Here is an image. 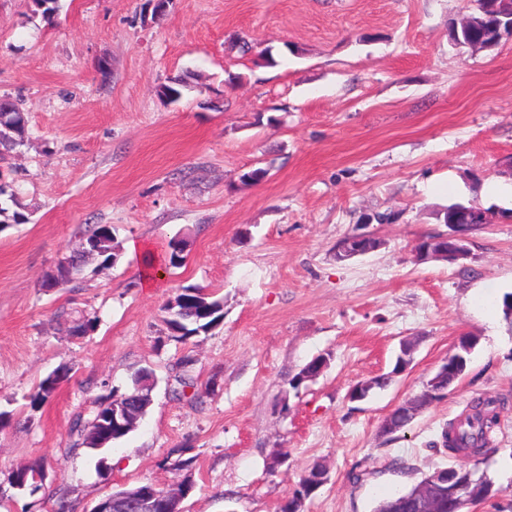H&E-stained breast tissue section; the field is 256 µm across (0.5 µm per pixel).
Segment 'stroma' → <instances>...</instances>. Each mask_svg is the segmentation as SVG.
I'll return each mask as SVG.
<instances>
[{
	"mask_svg": "<svg viewBox=\"0 0 512 512\" xmlns=\"http://www.w3.org/2000/svg\"><path fill=\"white\" fill-rule=\"evenodd\" d=\"M471 0H59L53 24L31 0H0V98L19 101L27 144L0 160L29 221L0 229V482L46 458L36 496L10 512H78L112 491L180 480L189 447L196 487L182 512H278L310 467L326 483L305 512H374L379 501L446 466L439 440L476 397L506 404L485 470L496 494L466 512H512V42L457 46L448 26ZM252 41L250 53L236 47ZM182 77L180 102L157 87ZM265 169L250 181L246 172ZM489 213L466 260L418 261L453 203ZM112 227L116 262L89 261L68 288L42 275L86 226ZM378 239L346 261L341 240ZM186 243L183 266L141 285L133 242ZM224 301L213 332L179 342L162 322L180 288ZM97 317L94 332L60 331V309ZM476 341L445 398L402 430L385 417L455 350ZM414 346L405 371L402 343ZM192 356L191 399L172 391ZM314 380L293 378L315 358ZM70 367L54 396L38 383ZM153 403L110 449L76 448V415L138 369ZM387 377L362 401L359 382ZM286 461L271 468L273 455ZM69 370L62 368L49 375L37 385L36 390L30 396L31 406L35 407L47 401L55 392L60 380L68 376Z\"/></svg>",
	"mask_w": 512,
	"mask_h": 512,
	"instance_id": "stroma-1",
	"label": "stroma"
}]
</instances>
